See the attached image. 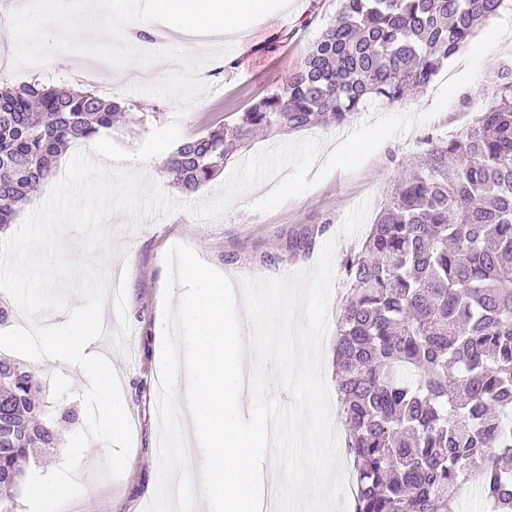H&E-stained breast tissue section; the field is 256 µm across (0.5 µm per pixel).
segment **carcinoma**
Returning a JSON list of instances; mask_svg holds the SVG:
<instances>
[{
	"label": "carcinoma",
	"mask_w": 512,
	"mask_h": 512,
	"mask_svg": "<svg viewBox=\"0 0 512 512\" xmlns=\"http://www.w3.org/2000/svg\"><path fill=\"white\" fill-rule=\"evenodd\" d=\"M504 0H341L279 94L232 125L188 138L166 161L193 192L258 130L341 125L367 104L404 100ZM464 132L426 134L359 249L336 330V391L355 512H458L474 480L489 512H512V63ZM128 105L32 80L0 84V232L73 142ZM29 366L0 357V474H25L59 436Z\"/></svg>",
	"instance_id": "obj_1"
}]
</instances>
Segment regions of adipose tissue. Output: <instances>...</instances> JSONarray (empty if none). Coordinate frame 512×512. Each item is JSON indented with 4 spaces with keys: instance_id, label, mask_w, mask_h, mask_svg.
I'll list each match as a JSON object with an SVG mask.
<instances>
[{
    "instance_id": "adipose-tissue-1",
    "label": "adipose tissue",
    "mask_w": 512,
    "mask_h": 512,
    "mask_svg": "<svg viewBox=\"0 0 512 512\" xmlns=\"http://www.w3.org/2000/svg\"><path fill=\"white\" fill-rule=\"evenodd\" d=\"M150 12L176 17L180 32L200 40H233L244 31V17H266L265 0H152Z\"/></svg>"
}]
</instances>
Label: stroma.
<instances>
[{
  "mask_svg": "<svg viewBox=\"0 0 512 512\" xmlns=\"http://www.w3.org/2000/svg\"><path fill=\"white\" fill-rule=\"evenodd\" d=\"M142 2L108 0L105 11L95 14L84 0H0V9L16 14L14 28L0 30V44L9 45L13 60L11 67H0V79L17 85L37 76L58 88L91 86L100 95L130 104L126 122L106 130L105 135L133 153L154 130L175 122L181 138L198 136L216 123H234L255 98L282 91L321 27L332 22L340 9V0H289L290 15L285 18L280 14L278 0H268V18L250 25L246 44L229 42L212 50L185 48L183 42L168 35L172 19L160 18L155 32L166 34V48L187 49L206 88L204 95L183 110L176 99L145 91L146 86L165 75L185 71V64L179 60H168L161 69L152 64L137 65L121 87L112 90L107 88L104 76L88 64L91 56L107 49L104 38L97 36V29L111 28L115 39L124 40L127 28L141 23ZM61 7L66 10L62 28L45 32L31 29L30 19L56 13ZM511 59L512 40L506 39L484 59L476 79L460 87L448 104L425 122L419 116L433 111L438 83L400 103L368 108L339 126L257 134L231 156L223 173L193 194L171 186L163 168L165 155L152 158L147 166L124 162V169L140 174L145 184L160 187L182 208L139 222L118 214L106 223L112 249L107 270L120 281L122 302L117 306L105 302V333L97 338L96 345L118 378L133 443L125 471L116 479L99 478L105 448L98 442L89 444L75 475L84 488L79 498L82 512H147L159 482L156 449L161 419L157 412V383L162 341L158 322L168 276L165 255L169 248L176 244L189 246L238 287L246 278H277L309 269L318 260L324 243L335 240L329 328L322 345L327 386L335 388V325L349 288L344 261L364 241L381 203L390 193L397 178L396 159L416 150L424 134L444 137L464 131L493 94L494 64ZM378 113H410L418 121L403 134L383 142L357 171H332L304 194L266 213L251 208L252 202L262 196L256 187L243 193V206H231L218 219L200 220L184 212V205H198L213 198L229 172L247 157L306 138L321 139L326 149H333L336 141ZM32 366L41 378L40 397L47 422H56L63 408L80 411L76 424L60 428L63 440H70L87 425L80 397L89 384L87 375L68 362L43 359L33 361Z\"/></svg>",
  "mask_w": 512,
  "mask_h": 512,
  "instance_id": "35a3bbf8",
  "label": "stroma"
}]
</instances>
